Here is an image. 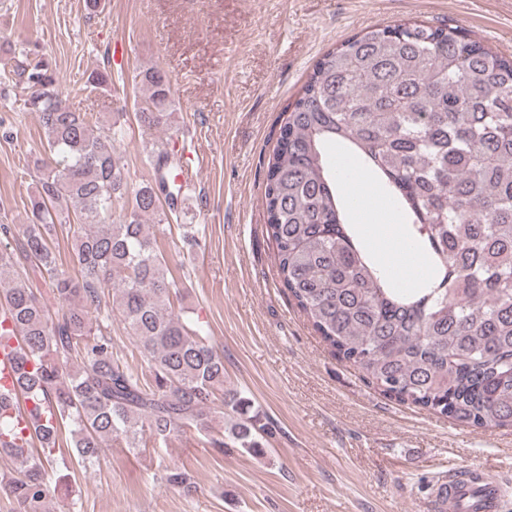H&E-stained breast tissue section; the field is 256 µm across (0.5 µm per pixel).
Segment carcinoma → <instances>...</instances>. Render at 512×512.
<instances>
[{"mask_svg": "<svg viewBox=\"0 0 512 512\" xmlns=\"http://www.w3.org/2000/svg\"><path fill=\"white\" fill-rule=\"evenodd\" d=\"M139 78L149 91L135 113L139 126H169L170 81L155 67ZM2 83L28 90L24 105L53 157L38 161L19 252L45 271L58 304L51 312L21 283L13 253H0V312L11 323L0 336L20 338L14 395L32 401L35 416L44 405L56 413L17 445L22 427L13 405L0 403V448L14 460L0 471V493L13 512H46L63 422L91 464L114 438L133 446L145 431L166 438L209 430L220 392L231 423L213 447L262 453L275 427L224 387V353L172 308L175 282L145 223L160 199H173L180 159L152 145L155 180L134 191L116 224L112 204L127 194L115 152L120 122L94 128L88 113L66 105L42 54L1 43ZM330 145L374 174L412 226L426 265L418 287H399L394 270L356 238L353 200ZM264 198L281 282L339 358L402 404L486 432L512 429V57L453 27L366 29L323 56L285 112ZM59 225L72 239L76 276L59 268L51 244ZM106 287L150 383L113 351ZM161 479L196 491L185 472Z\"/></svg>", "mask_w": 512, "mask_h": 512, "instance_id": "carcinoma-1", "label": "carcinoma"}]
</instances>
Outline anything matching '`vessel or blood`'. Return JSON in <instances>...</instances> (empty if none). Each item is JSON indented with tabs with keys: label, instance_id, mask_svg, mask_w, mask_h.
<instances>
[{
	"label": "vessel or blood",
	"instance_id": "vessel-or-blood-1",
	"mask_svg": "<svg viewBox=\"0 0 512 512\" xmlns=\"http://www.w3.org/2000/svg\"><path fill=\"white\" fill-rule=\"evenodd\" d=\"M16 342L0 345V386H16L18 369ZM505 492L492 474L481 468H451L446 479L431 492L434 512H501Z\"/></svg>",
	"mask_w": 512,
	"mask_h": 512
}]
</instances>
